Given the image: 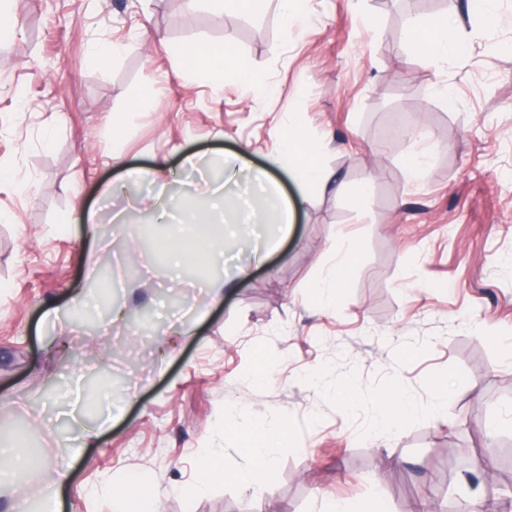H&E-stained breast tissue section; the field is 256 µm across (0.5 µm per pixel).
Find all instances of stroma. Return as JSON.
<instances>
[{
    "label": "stroma",
    "instance_id": "35a3bbf8",
    "mask_svg": "<svg viewBox=\"0 0 512 512\" xmlns=\"http://www.w3.org/2000/svg\"><path fill=\"white\" fill-rule=\"evenodd\" d=\"M465 36L439 69L404 42V0H304L298 35L283 42L275 11L214 12L208 0H22L0 47V445L31 467L10 477V501H37L69 466L61 512H112L113 490L135 481L138 512H320L373 503L419 512L449 497L485 498L512 477V0L496 25L447 0ZM231 39L265 79L260 93L232 73L222 88L182 71L176 44ZM112 43L119 57L104 53ZM150 100H143L145 90ZM124 118L113 128V116ZM320 144L329 185L310 186L287 237L266 206L262 232L278 248L227 282L222 255L248 256L247 225L189 188L183 159L213 179L239 153L285 199L302 192L274 151L282 119ZM427 166L411 177L408 160ZM126 165L170 170L174 211L208 226L219 258L170 268L171 227L153 221L146 185L108 194ZM124 211L120 234L67 223L74 204ZM151 247L125 273L142 232ZM360 254L335 305L316 286L340 251ZM224 281L211 303L203 284ZM70 337L73 355L59 353ZM272 361L261 383L256 353ZM454 385L442 415L426 413L440 372ZM354 380L359 396L340 392ZM399 380L423 409L403 428H374V394ZM285 416L296 438L271 448L263 497L215 484L194 492L203 450L231 470L251 459L224 423ZM100 437L78 457L86 426Z\"/></svg>",
    "mask_w": 512,
    "mask_h": 512
}]
</instances>
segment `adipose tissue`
I'll use <instances>...</instances> for the list:
<instances>
[{
	"instance_id": "ef3b65f1",
	"label": "adipose tissue",
	"mask_w": 512,
	"mask_h": 512,
	"mask_svg": "<svg viewBox=\"0 0 512 512\" xmlns=\"http://www.w3.org/2000/svg\"><path fill=\"white\" fill-rule=\"evenodd\" d=\"M405 39L413 50L435 65L456 56L465 44L462 35L455 32L452 19L445 14L434 16L424 23H410ZM172 52L184 69L206 78L213 85H220L229 72L236 73L253 86L261 84L251 64L231 41L180 45L173 47ZM276 142L286 161V170L298 184L322 181L317 147L293 131L285 137L277 136ZM227 431L239 448L251 458L252 464L246 470L230 474L224 468L223 453L206 452L200 458L198 491L207 490L215 481L231 478L254 493H263L275 474V463L269 455V447L292 438L287 418H280L272 426L255 422L235 423L229 425Z\"/></svg>"
}]
</instances>
